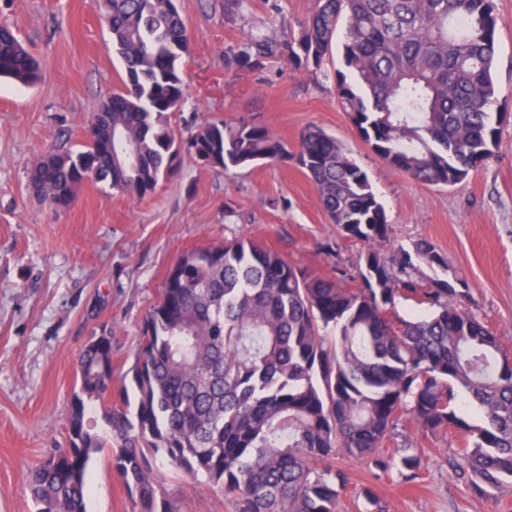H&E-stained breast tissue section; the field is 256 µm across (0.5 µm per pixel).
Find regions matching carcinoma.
Segmentation results:
<instances>
[{
  "label": "carcinoma",
  "instance_id": "1",
  "mask_svg": "<svg viewBox=\"0 0 512 512\" xmlns=\"http://www.w3.org/2000/svg\"><path fill=\"white\" fill-rule=\"evenodd\" d=\"M92 4L126 80L80 149L50 151L36 164L30 188L52 208L69 207L89 172L142 200L176 170L181 150L169 116L185 103L190 44L175 0ZM341 24L338 103L385 163L420 184L451 186L495 153L492 0H315L297 38L251 35L224 59L260 70L285 57L318 71ZM39 75L38 59L1 23L0 78L32 86ZM183 150L225 172L297 160L331 223L366 247L359 285L344 288L246 237L182 254L143 320L120 403L112 404V331L102 329L81 353L69 445L31 470L38 512H86L89 466L106 448L139 512H182L155 476L158 457L224 488L234 512H341L349 476L317 463L341 451L416 479L417 453H379L404 416L424 433L458 432V468L477 488L512 483V357L464 306V279L421 287V265L448 271L431 242L387 249V212L348 150L308 128L292 154L245 116L205 123ZM398 297L427 314L391 320ZM460 394L480 423L460 416Z\"/></svg>",
  "mask_w": 512,
  "mask_h": 512
}]
</instances>
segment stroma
Masks as SVG:
<instances>
[{
    "mask_svg": "<svg viewBox=\"0 0 512 512\" xmlns=\"http://www.w3.org/2000/svg\"><path fill=\"white\" fill-rule=\"evenodd\" d=\"M224 0H176L187 27V102L170 117L176 137L205 122L242 113L288 146L317 126L334 136L367 172L391 225L392 248L432 242L470 287V310L512 355V115L500 146L461 184L432 187L386 165L340 108L333 73L277 60L260 70H226L224 51L249 35H298L314 0H246L233 21ZM500 18L496 82L512 104V0H493ZM12 25L39 58L33 87L0 81V512H37L31 468L65 447L77 362L91 336L112 330L117 372L134 362L144 316L169 268L185 251L247 236L309 271L346 274L355 286L363 243L340 235L311 180L296 161L268 162L225 173L182 158L156 191L136 200L85 182L75 202L55 210L30 189L35 160L51 149H78L106 95L125 77L110 34L91 0H0V22ZM462 439L423 434L399 424L385 453L416 449L418 478L404 482L339 453L333 469L350 482L343 512H365L371 488L383 512H512V486L481 491L456 474ZM184 512H233L221 487L154 463ZM88 512H138L112 466L110 452L89 469Z\"/></svg>",
    "mask_w": 512,
    "mask_h": 512,
    "instance_id": "35a3bbf8",
    "label": "stroma"
}]
</instances>
